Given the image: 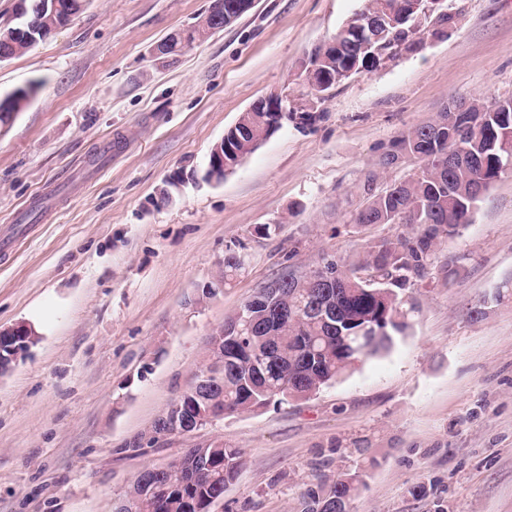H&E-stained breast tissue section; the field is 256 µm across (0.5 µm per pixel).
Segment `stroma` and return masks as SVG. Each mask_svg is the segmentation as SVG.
<instances>
[{"instance_id": "1", "label": "stroma", "mask_w": 512, "mask_h": 512, "mask_svg": "<svg viewBox=\"0 0 512 512\" xmlns=\"http://www.w3.org/2000/svg\"><path fill=\"white\" fill-rule=\"evenodd\" d=\"M446 3L445 37L346 80L218 183L212 146L265 95L307 94L299 65L362 0H256L169 66L154 47L211 0H86L0 62V95L41 84L0 129V234L33 227L0 259V330L37 337L0 374V512H114L141 470L187 448L124 450L192 383L227 316L283 270L398 232L353 222L391 141L449 97H512V0ZM230 247L245 266L226 286ZM437 256L458 275L415 285L419 311L389 353L311 399L206 427L244 452L215 512H297L315 479L354 471L350 512H512V172Z\"/></svg>"}]
</instances>
